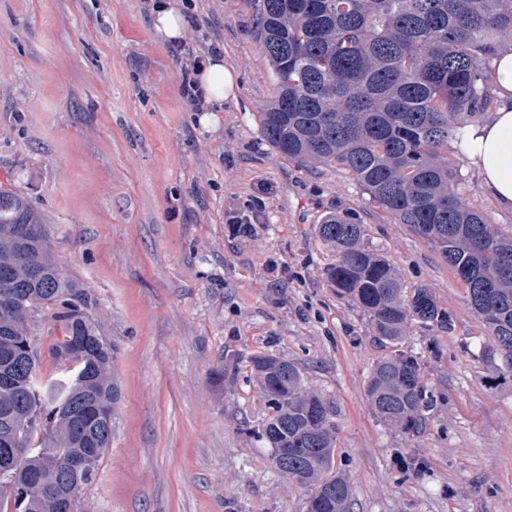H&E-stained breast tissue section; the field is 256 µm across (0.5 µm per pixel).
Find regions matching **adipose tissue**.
<instances>
[{
    "instance_id": "ef3b65f1",
    "label": "adipose tissue",
    "mask_w": 512,
    "mask_h": 512,
    "mask_svg": "<svg viewBox=\"0 0 512 512\" xmlns=\"http://www.w3.org/2000/svg\"><path fill=\"white\" fill-rule=\"evenodd\" d=\"M202 109L219 111L233 94L235 75L225 67L221 53L203 58L194 74ZM494 105L488 119L464 128V151L478 170L489 196L506 211H512V47L501 48L493 59Z\"/></svg>"
}]
</instances>
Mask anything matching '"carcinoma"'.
<instances>
[{
    "label": "carcinoma",
    "instance_id": "carcinoma-1",
    "mask_svg": "<svg viewBox=\"0 0 512 512\" xmlns=\"http://www.w3.org/2000/svg\"><path fill=\"white\" fill-rule=\"evenodd\" d=\"M259 42L275 76L261 113L266 140L290 158L340 167L372 202L423 239L466 286L470 308L493 340L489 354L512 372V234L467 205L444 154L493 104L491 61L512 42V0H258ZM336 252L328 287L399 344L408 324L449 330L430 288L408 292L395 268L365 243L363 225L329 216L318 225ZM95 298L63 274L47 215L24 193L0 188V512H78L112 442L118 383L115 346L90 317ZM43 313L59 326L45 375L27 325ZM273 413L261 436L276 473L308 489L309 512H346L351 490L335 471L330 402L306 387L297 365L251 359ZM371 409L408 434L420 432L437 397L419 356L397 349L367 384ZM61 481L48 507L50 468Z\"/></svg>",
    "mask_w": 512,
    "mask_h": 512
}]
</instances>
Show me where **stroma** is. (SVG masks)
Here are the masks:
<instances>
[{
	"mask_svg": "<svg viewBox=\"0 0 512 512\" xmlns=\"http://www.w3.org/2000/svg\"><path fill=\"white\" fill-rule=\"evenodd\" d=\"M192 2L185 42L219 47L237 78L220 112L182 97L185 58L153 32L149 0H0V185L49 216L63 272L116 346L112 446L83 498L98 512H307L256 435L271 411L250 360L266 353L330 402L348 512H512V377L482 357L465 286L347 171L267 142L275 80L255 0ZM448 155L468 205L512 230L464 151ZM332 213L452 319L413 323L405 341L439 397L420 433L370 407L369 376L395 347L326 285L336 256L317 227ZM405 456L426 470L405 476Z\"/></svg>",
	"mask_w": 512,
	"mask_h": 512,
	"instance_id": "35a3bbf8",
	"label": "stroma"
}]
</instances>
